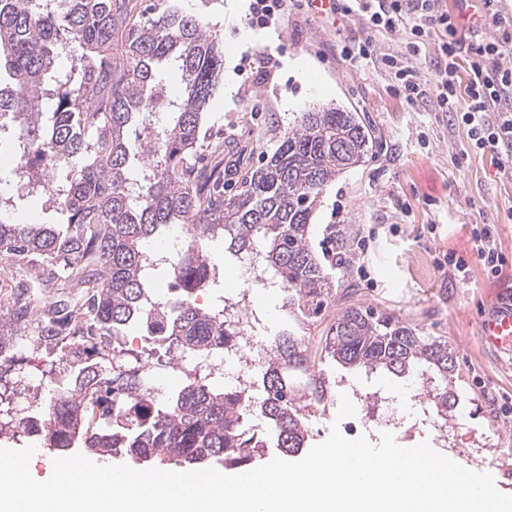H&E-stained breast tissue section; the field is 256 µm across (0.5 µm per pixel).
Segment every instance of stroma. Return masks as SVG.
Segmentation results:
<instances>
[{
    "mask_svg": "<svg viewBox=\"0 0 512 512\" xmlns=\"http://www.w3.org/2000/svg\"><path fill=\"white\" fill-rule=\"evenodd\" d=\"M484 0H439L457 20L464 42L495 41L512 25V0H497L501 23L473 28ZM176 6L207 16L209 29L223 45L220 83L204 121L207 140H222L225 160L241 171L262 166L291 128L297 115L337 107L358 113L370 125L376 147L361 167L325 187L312 218L310 242L317 255L326 247V228H346L353 243L348 267L325 261L336 286L334 300L305 327L310 347L347 308L371 307L415 326L424 336L447 341L456 358L455 403L444 432L429 416V397L415 379L365 374L330 359L317 365L330 383L327 401L307 408L309 445L327 439L339 426L350 439L367 436L379 443L382 431L365 432L360 415L338 419L341 396L372 397L381 391L410 402L397 444L428 443L461 466L490 473L497 488L512 494V362L499 360L477 339L478 324L499 302L503 285H512V169L473 152L464 128L449 126L444 113L410 109L382 57L405 52L404 29L377 36L373 59L349 65L343 44L365 38L363 20L353 14L341 23L308 9L305 0H286L271 25L252 20L250 6L225 16L228 0H175ZM9 146L0 147V195L13 197L14 221L57 223L61 215L47 197L17 198L12 185ZM490 225L498 251L507 259L491 277L475 258L474 228ZM214 285L197 301L208 308L221 296L250 288L261 317L258 336L272 339L295 318L277 289L248 287L247 270L209 241ZM469 262L458 279L444 256Z\"/></svg>",
    "mask_w": 512,
    "mask_h": 512,
    "instance_id": "1",
    "label": "stroma"
}]
</instances>
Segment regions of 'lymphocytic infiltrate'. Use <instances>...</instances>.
Here are the masks:
<instances>
[{
  "label": "lymphocytic infiltrate",
  "mask_w": 512,
  "mask_h": 512,
  "mask_svg": "<svg viewBox=\"0 0 512 512\" xmlns=\"http://www.w3.org/2000/svg\"><path fill=\"white\" fill-rule=\"evenodd\" d=\"M403 27L409 36L407 55H388L384 65L401 87L410 107L430 102L447 113L450 124L464 127L470 146L498 162L512 163V66L505 65L502 42H479L462 46L455 18L442 11L437 0H373L365 20L367 38L343 45L340 57L356 63L371 58L373 34ZM433 49V78L422 84L412 63L423 50ZM470 53V75L461 80L457 59Z\"/></svg>",
  "instance_id": "f902f5d3"
}]
</instances>
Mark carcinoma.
I'll return each mask as SVG.
<instances>
[{
	"mask_svg": "<svg viewBox=\"0 0 512 512\" xmlns=\"http://www.w3.org/2000/svg\"><path fill=\"white\" fill-rule=\"evenodd\" d=\"M124 31L118 62L112 37ZM75 65L55 66L72 44ZM0 52L10 81L0 82V133L49 170L22 180L48 194L59 224L0 219V253L26 271L12 275L16 299L0 310V354L24 348L56 357L69 383L50 399L11 378L15 361L0 360V437L29 436L23 423L44 416L38 438L59 455L84 448L98 456L124 453L184 472L214 461L246 465L268 446L285 455L305 447V408L323 402L329 385L319 358L344 368L430 385L437 416L448 417V379L456 361L448 343L417 335L401 319L372 308L345 310L310 352L299 330L336 295L309 246L323 189L363 165L374 137L358 113L339 108L304 112L267 162L226 194L229 169L197 165L204 109L223 65L215 35L195 13L164 9L133 18L131 0H0ZM181 73V98L163 100V66ZM174 114L164 138L130 154L128 130L160 109ZM171 224L196 229L177 259H156L152 240ZM221 237L243 261L258 258L297 317V327L271 342L263 366L241 388L218 389L212 362L239 355L245 331L260 318L249 290L205 310L197 292L209 285L206 243ZM169 297L154 299L159 271ZM144 332L135 351L124 342ZM176 358L180 387L161 399L149 377L153 357ZM308 375L304 385L289 375ZM257 417L264 427L250 424Z\"/></svg>",
	"mask_w": 512,
	"mask_h": 512,
	"instance_id": "obj_1",
	"label": "carcinoma"
}]
</instances>
